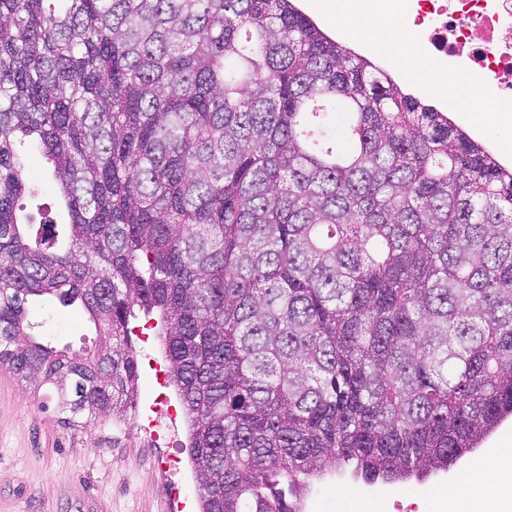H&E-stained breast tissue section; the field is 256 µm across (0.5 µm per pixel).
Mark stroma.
Here are the masks:
<instances>
[{"instance_id": "stroma-1", "label": "stroma", "mask_w": 512, "mask_h": 512, "mask_svg": "<svg viewBox=\"0 0 512 512\" xmlns=\"http://www.w3.org/2000/svg\"><path fill=\"white\" fill-rule=\"evenodd\" d=\"M437 107L498 156L512 158V131L492 133L483 114L499 102L485 96L480 110L432 92ZM27 162L37 183L29 211L34 224L60 222L62 208L37 148ZM39 335L53 346L79 348L94 341V328L80 306L41 300L30 306ZM139 396L135 415L64 427L54 408L52 386L34 385L0 366V512H196L197 485L186 449V418L173 388H166L173 417L154 404L157 380L167 365L156 329L137 327ZM495 448L512 449V418L503 422L470 457L423 483L355 486L329 476L314 484L304 512H442L444 494L459 486Z\"/></svg>"}]
</instances>
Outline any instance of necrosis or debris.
I'll use <instances>...</instances> for the list:
<instances>
[{
	"instance_id": "4bbe7bcc",
	"label": "necrosis or debris",
	"mask_w": 512,
	"mask_h": 512,
	"mask_svg": "<svg viewBox=\"0 0 512 512\" xmlns=\"http://www.w3.org/2000/svg\"><path fill=\"white\" fill-rule=\"evenodd\" d=\"M375 10L404 12L428 54L448 73L484 81L512 112V0H371Z\"/></svg>"
}]
</instances>
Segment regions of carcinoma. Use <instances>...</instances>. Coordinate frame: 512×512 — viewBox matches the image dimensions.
<instances>
[{
  "label": "carcinoma",
  "instance_id": "cac0c4a2",
  "mask_svg": "<svg viewBox=\"0 0 512 512\" xmlns=\"http://www.w3.org/2000/svg\"><path fill=\"white\" fill-rule=\"evenodd\" d=\"M42 298L98 342H42ZM140 315L201 512L422 482L512 417V167L293 0H0V365L65 426L125 418ZM27 162L32 168L33 179L36 181L38 190L36 191L35 202L31 205L28 198L23 199L29 212L33 217V233L39 229V225L45 220H51L55 224H61L62 207L56 197L54 188L50 181L46 179L50 165L42 157L41 152L36 147L29 149Z\"/></svg>",
  "mask_w": 512,
  "mask_h": 512
}]
</instances>
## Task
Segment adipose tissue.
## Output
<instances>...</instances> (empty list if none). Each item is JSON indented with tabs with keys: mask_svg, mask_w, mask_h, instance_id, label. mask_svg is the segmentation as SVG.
Segmentation results:
<instances>
[{
	"mask_svg": "<svg viewBox=\"0 0 512 512\" xmlns=\"http://www.w3.org/2000/svg\"><path fill=\"white\" fill-rule=\"evenodd\" d=\"M362 7V0H344L332 17L333 23L355 36H372L382 50L398 55L407 76L426 82L436 91L456 93V82L442 78L431 68L426 57L411 43L402 20L372 21L366 18Z\"/></svg>",
	"mask_w": 512,
	"mask_h": 512,
	"instance_id": "ef3b65f1",
	"label": "adipose tissue"
}]
</instances>
